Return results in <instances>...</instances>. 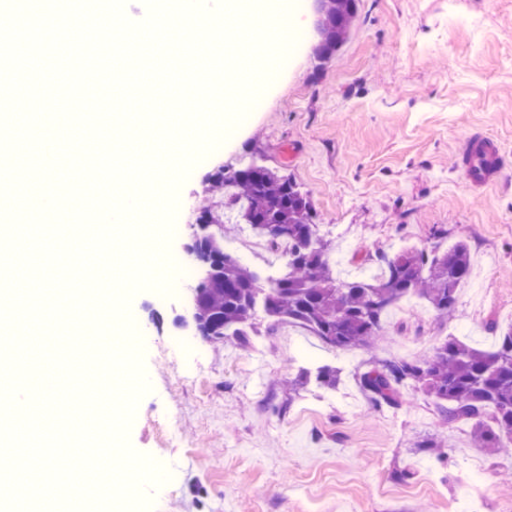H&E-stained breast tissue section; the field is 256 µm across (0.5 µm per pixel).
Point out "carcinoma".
<instances>
[{
    "instance_id": "cac0c4a2",
    "label": "carcinoma",
    "mask_w": 512,
    "mask_h": 512,
    "mask_svg": "<svg viewBox=\"0 0 512 512\" xmlns=\"http://www.w3.org/2000/svg\"><path fill=\"white\" fill-rule=\"evenodd\" d=\"M357 12V0H328L319 59L342 46ZM209 183L219 191L220 206H202L196 223L219 225L224 213L233 212L236 223L272 245L286 240L291 250L288 273L264 279L224 251L215 234L195 240L196 259L210 269L195 286L201 303L194 323L202 340L243 339L256 330L252 319L261 311L274 323H298L336 348H364L382 335L387 310L411 294L443 316L456 311L457 289L471 273L463 243L444 252L377 251L382 277L339 280L329 264L330 244L318 234L310 197L288 175L252 157L237 168L215 171ZM359 383L376 406H398L407 390L423 393L449 422L470 424L482 447L491 451L512 439V328L491 351L449 341L423 361L372 360Z\"/></svg>"
}]
</instances>
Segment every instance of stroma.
Wrapping results in <instances>:
<instances>
[{
  "label": "stroma",
  "mask_w": 512,
  "mask_h": 512,
  "mask_svg": "<svg viewBox=\"0 0 512 512\" xmlns=\"http://www.w3.org/2000/svg\"><path fill=\"white\" fill-rule=\"evenodd\" d=\"M304 23L286 63L264 68L254 101L224 128L176 191L177 252L192 269L207 178L254 154L307 191L331 239L338 278L366 277L389 245L448 250L464 242L471 275L452 318L416 295L385 317L373 349L343 350L283 322L272 332L204 342L191 290L163 301L136 292L134 318L148 391L128 432L163 480L150 512H512V451L476 447L422 393L375 407L359 384L367 362L431 356L455 338L494 348L512 328V0H358L346 43L319 61L313 0H285ZM476 134L496 141L507 177L470 186L459 154ZM224 249L250 267L287 273L276 249L243 252L248 231L223 228ZM336 368L335 389L317 384ZM453 444L444 458L425 449Z\"/></svg>",
  "instance_id": "stroma-1"
}]
</instances>
